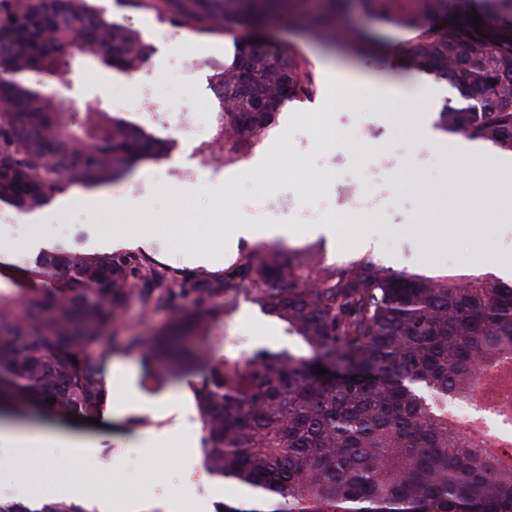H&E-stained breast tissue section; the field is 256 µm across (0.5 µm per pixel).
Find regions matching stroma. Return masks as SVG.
Instances as JSON below:
<instances>
[{"instance_id": "obj_1", "label": "stroma", "mask_w": 512, "mask_h": 512, "mask_svg": "<svg viewBox=\"0 0 512 512\" xmlns=\"http://www.w3.org/2000/svg\"><path fill=\"white\" fill-rule=\"evenodd\" d=\"M87 4L105 20L136 30L148 56L122 82L109 80L106 70L72 64L73 88L66 98L77 107L99 102L102 111L168 141L169 150L111 184L72 186L37 212L1 208L0 234L14 243L34 253L55 247L131 252L177 279L202 271L224 277L256 248V241L239 240L234 260L225 261L228 224L288 225L292 233L284 246L316 249L327 267L370 258L397 271L460 277L496 273L498 264L512 258V185L480 209L479 237L457 224L456 206L467 189L455 182L451 165L477 163L481 157L474 154L473 143L435 125L439 109L454 92L440 85L435 99L420 105L401 96L376 95L378 82L415 79L416 70L406 69L395 56L410 34L374 20L358 0H349L350 18L380 44L374 55L353 54L340 46L325 49L300 38V23L288 13L265 22L261 39L273 47L294 44L310 64L316 91L308 100L285 106L244 155L220 165L213 157L223 123L211 89V66L233 57V38L169 28L155 12L134 8L128 0ZM164 29L169 38L163 42L156 34ZM329 67L355 75V83L329 82ZM368 124L378 131L371 140L360 136ZM353 138L360 142L359 151L348 146ZM312 172L320 176L314 186L307 180ZM348 182L367 204L340 224L336 211L346 201ZM288 196L315 208L314 223H305L296 210L277 209V200ZM117 224H151L155 230L150 243L132 246L113 237ZM324 224L335 225V233L321 232ZM168 318L164 310L130 306L104 331L99 345L105 355L104 376H111L113 366H122L132 377V395L148 402V410L119 417L108 409L96 426L65 416L23 421V428L32 432L98 438L99 450L88 461L65 448L55 451L61 468L47 472L46 478L70 482L69 502L92 510L98 505V487L108 484L117 506L143 496L181 500L186 512H217L223 502L245 503L243 488L204 470L196 376L148 388L140 352L125 347L130 336L149 343ZM206 346L231 364L245 351H295L299 343L283 323L262 313L244 294L231 293L224 299V318L212 325ZM174 427L191 433V447L166 441ZM149 437L162 440L158 455L142 450V441Z\"/></svg>"}]
</instances>
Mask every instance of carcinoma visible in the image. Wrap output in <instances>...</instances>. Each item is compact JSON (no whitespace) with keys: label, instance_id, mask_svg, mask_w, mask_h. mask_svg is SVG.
<instances>
[{"label":"carcinoma","instance_id":"obj_1","mask_svg":"<svg viewBox=\"0 0 512 512\" xmlns=\"http://www.w3.org/2000/svg\"><path fill=\"white\" fill-rule=\"evenodd\" d=\"M174 28L233 37L213 93L224 113V156L242 154L292 102L314 90L309 62L294 48L269 50L254 31L292 0H129ZM377 19L411 30L409 67L455 91L437 128L512 155V0H362ZM84 0H0V205L35 212L79 184L95 188L158 157L165 143L139 125L66 107L45 83L80 60L132 73L146 56L135 31L103 20ZM481 17V37L471 13ZM439 29H434V26ZM313 41L355 52L380 45L348 20L346 0L301 22ZM254 78L239 79L244 59ZM288 88H283V77ZM82 144L62 155L60 140ZM312 249L258 246L230 275L200 273L190 286L135 254L39 251L0 287V411L96 418L107 402L98 351L102 331L132 304L170 319L141 347L147 382L185 370L195 388L209 475L277 502L274 512H512V467L448 427L439 398L464 394L512 368V282L491 275L394 271L369 258L324 268ZM243 292L286 325L310 355L244 353L233 365L206 350L224 316V293ZM328 370L321 375L316 366ZM55 403H48L49 399ZM0 512H90L64 502L32 508L0 501Z\"/></svg>","mask_w":512,"mask_h":512}]
</instances>
